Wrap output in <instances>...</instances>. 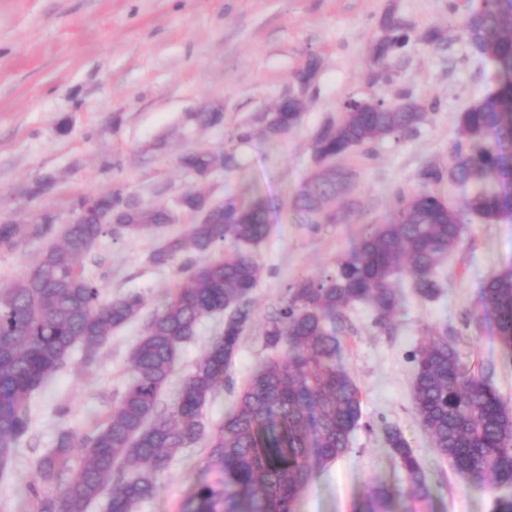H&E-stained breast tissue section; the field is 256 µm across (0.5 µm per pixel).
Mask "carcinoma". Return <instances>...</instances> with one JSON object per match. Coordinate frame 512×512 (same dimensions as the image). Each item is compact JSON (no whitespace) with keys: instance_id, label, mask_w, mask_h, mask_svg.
<instances>
[{"instance_id":"obj_1","label":"carcinoma","mask_w":512,"mask_h":512,"mask_svg":"<svg viewBox=\"0 0 512 512\" xmlns=\"http://www.w3.org/2000/svg\"><path fill=\"white\" fill-rule=\"evenodd\" d=\"M464 31L474 53L495 68L494 85L460 113L452 165L419 174L425 188L400 199L395 212L373 225L336 269L318 278L299 275L268 317L266 346L279 351L256 368L223 421L209 426L203 409L224 386V377L252 318L251 295L259 265L251 247L267 234L264 199L243 189L209 206L200 192L182 197L189 211L207 210L199 224L169 237L152 252L157 267L176 264V288L146 322L129 358V380L104 422L86 433L61 430L55 446L37 462L28 484L33 512H88L108 495L107 512H136L159 490L158 476L184 448L202 445L203 470L213 478L195 485L181 512H295V503L316 472L350 450L360 425L361 392L336 365L346 311L358 303L374 313L375 325L391 326L399 295L394 280L412 278L418 297L440 294L437 270L462 239L464 225L512 217V0H487L470 12ZM409 31L391 25L376 64L404 49ZM304 104L285 99L278 111L242 125L232 139L259 135L277 141L302 118ZM437 110L433 100H373L347 107L337 124L313 140L322 165L298 193L294 207L307 224L321 223L327 203L355 180L336 166L350 151L408 133ZM218 163L238 168L234 150H188L186 170L200 175ZM472 185L462 205L447 203L427 188L443 178ZM81 216L48 245L36 264L0 288V479L12 473L20 445L32 430V396L70 361L75 349L96 361L112 330L138 319L146 305L137 293L106 299L82 268L103 237L118 241L159 233L171 222L163 207L144 209L121 192L79 201ZM48 225L25 228L0 223V248L23 235L42 236ZM481 312L466 323L487 320L512 361V265L487 276ZM224 315V323L182 380L171 404L163 401L178 349L191 341L201 320ZM414 410L433 447L468 484L494 493L512 487V412L490 372L462 364L448 335L431 336L410 353ZM385 444L406 482L410 502H427L432 490L425 470L398 428L384 429ZM392 492L372 486L363 512H390Z\"/></svg>"}]
</instances>
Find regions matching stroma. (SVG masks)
<instances>
[{
	"mask_svg": "<svg viewBox=\"0 0 512 512\" xmlns=\"http://www.w3.org/2000/svg\"><path fill=\"white\" fill-rule=\"evenodd\" d=\"M477 0H0V215L27 225L55 216L47 238L19 239L0 248V288L25 274L47 242L59 239L75 198L113 190L144 202L173 205L189 191L213 196L243 187L272 208L266 238L255 247L260 278L252 294L253 319L228 374L229 383L207 404L205 419L219 423L254 369L272 351L263 328L295 276L334 270L370 223L385 221L399 196L416 192L426 167L447 170L458 139V117L490 85L491 63L479 62L463 32ZM403 24L412 36L387 66L376 47ZM434 34L433 45L423 42ZM317 59L300 124L276 143L256 138L231 144L234 129L256 123L286 97L295 74ZM432 99L438 112L413 131L379 140L341 158L356 178L351 195H337L332 224L303 223L293 200L315 169L312 143L338 122L343 103L401 97ZM218 108L224 120L200 125L196 112ZM233 146L239 167L198 181L180 168L186 150ZM161 234L99 241L85 260L104 296L142 294L156 309L175 282L173 267L151 264ZM512 263V221L472 220L438 272L441 295L417 297L408 275L397 277L400 309L391 330L374 324L371 308L347 313L350 329L336 360L362 393L361 427L351 449L319 470L297 512H360L369 487L396 490L391 508L403 512L402 472L382 440L397 427L422 462L433 499L420 512H491V495L471 488L433 447L413 409L409 352L428 332H444L460 360L492 369V383L512 409V363L489 324L464 326L478 310L480 286ZM220 325L204 319L182 345L164 398L173 402L185 373ZM143 320L113 331L93 364L81 353L32 400L33 437L22 445L11 479L0 482V512H31L27 485L35 463L53 448L61 429H82L105 417L128 379V361ZM67 408L58 417L57 408ZM202 447L187 448L160 475L159 491L138 512H179L196 482Z\"/></svg>",
	"mask_w": 512,
	"mask_h": 512,
	"instance_id": "35a3bbf8",
	"label": "stroma"
}]
</instances>
